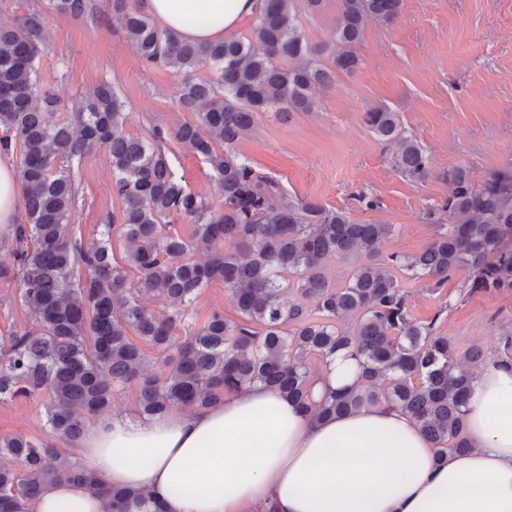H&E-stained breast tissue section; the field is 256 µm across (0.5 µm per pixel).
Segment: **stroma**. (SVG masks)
<instances>
[{"instance_id":"35a3bbf8","label":"stroma","mask_w":512,"mask_h":512,"mask_svg":"<svg viewBox=\"0 0 512 512\" xmlns=\"http://www.w3.org/2000/svg\"><path fill=\"white\" fill-rule=\"evenodd\" d=\"M90 2L93 16L76 19L50 9L48 0H0V25L13 24L21 7L41 11L49 44L35 68L57 100L52 121L71 116L102 82L111 83L130 115L129 137L146 140L154 127L170 130L189 120L177 97L182 74L145 66L113 16L112 0ZM338 14V0L300 9L307 40L331 43ZM357 52V70L317 94L312 111L261 113L234 150L291 197L393 225L381 255H412L435 233L422 215L447 196L445 173L467 168L478 185L512 162V0H403L393 22H367ZM377 104L397 112L427 151L433 175L426 182L412 183L388 164L386 145L365 123L366 110ZM166 154L186 189L220 207L223 197L199 155L173 140ZM68 166L78 188L68 222L95 241L106 219L121 209L112 194L111 156L99 146ZM361 194L379 198L380 207L364 209L357 201ZM404 289L412 316L438 318L437 333L448 337L457 358L475 348L488 357L512 358V291L468 293L461 271L435 291L420 282ZM215 311L240 319L219 282L201 289L189 307L199 323ZM16 434L50 438L40 401H0V436Z\"/></svg>"}]
</instances>
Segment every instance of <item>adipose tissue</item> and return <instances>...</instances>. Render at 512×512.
<instances>
[{"instance_id": "adipose-tissue-1", "label": "adipose tissue", "mask_w": 512, "mask_h": 512, "mask_svg": "<svg viewBox=\"0 0 512 512\" xmlns=\"http://www.w3.org/2000/svg\"><path fill=\"white\" fill-rule=\"evenodd\" d=\"M262 0H145L185 39L235 36ZM199 20L188 23L187 11ZM347 351L310 381L313 400L356 383ZM472 448L435 463L418 424L374 405L327 420L254 384L222 402L153 418L113 415L92 425L76 453L109 486L143 491L130 512H512V360L491 357L465 408ZM101 495L52 482L21 512H104Z\"/></svg>"}]
</instances>
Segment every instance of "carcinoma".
<instances>
[{
  "mask_svg": "<svg viewBox=\"0 0 512 512\" xmlns=\"http://www.w3.org/2000/svg\"><path fill=\"white\" fill-rule=\"evenodd\" d=\"M52 8L82 18L88 0H49ZM247 35L199 44L159 29L139 6L112 0L122 29L142 62L187 74L180 107L196 116L152 140L125 134L128 113L115 90L101 83L71 117L56 123L52 93L34 63L46 48L40 13L27 9L14 25L0 26V155L16 157L24 219L14 228L9 257L0 258V281L16 286L30 325L7 336L0 351V401L41 400L52 437L74 441L114 412L127 385L138 390L140 415L152 418L174 406L205 408L224 394L260 383L274 388L315 419L334 418L386 403L408 413L435 448L436 459L471 449L465 407L474 373L462 367L446 336L433 335L437 318L412 320L401 281H426L436 290L466 272L468 293L512 290V165L475 186L471 172L448 174V196L426 212L454 223L410 256L379 257L391 224L360 222L314 199H292L278 182L234 152L239 137L262 112L313 108L314 94L359 64L355 46L369 19L391 22L403 0H339L333 44L312 45L298 21V0H263ZM209 64L214 81L190 76ZM379 139L394 143L390 164L409 181L432 176L429 155L385 105L365 112ZM172 136L202 156L214 171L224 207L216 212L187 190L172 170L163 143ZM112 158V195L120 216L102 225L99 240L84 242L72 225L74 176L57 159L96 146ZM194 224L184 237L164 219ZM129 244L124 262L114 257L112 235ZM365 254L369 260L356 263ZM329 259L351 266L332 284ZM81 266L86 276L73 278ZM222 282L242 316L231 322L214 312L203 323L183 314L160 315L141 302L145 294L181 305L198 290ZM299 296L288 297L290 289ZM308 300L312 307L304 305ZM352 322H345V318ZM140 338L137 344L128 331ZM158 354L150 369L145 347ZM346 350L358 361L359 381L314 403L307 358ZM0 512L58 481L77 482L100 494L106 512L145 495L104 485L79 460L59 461L50 442L1 436Z\"/></svg>",
  "mask_w": 512,
  "mask_h": 512,
  "instance_id": "obj_1",
  "label": "carcinoma"
}]
</instances>
